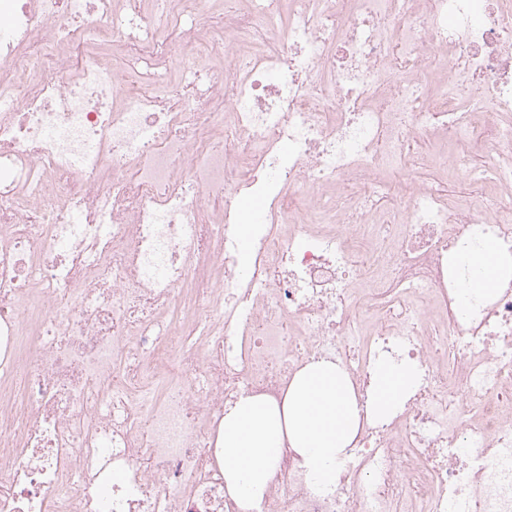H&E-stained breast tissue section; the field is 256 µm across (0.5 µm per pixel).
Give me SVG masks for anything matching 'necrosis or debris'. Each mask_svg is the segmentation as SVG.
Here are the masks:
<instances>
[{
    "label": "necrosis or debris",
    "mask_w": 512,
    "mask_h": 512,
    "mask_svg": "<svg viewBox=\"0 0 512 512\" xmlns=\"http://www.w3.org/2000/svg\"><path fill=\"white\" fill-rule=\"evenodd\" d=\"M292 3L0 0V512H239L225 408L322 359L422 377L254 512H512V0ZM480 240L476 239L456 257V264L463 273L458 281V291L461 294V300L467 306L485 301L492 294L499 280L500 258L497 247L489 239L475 246V242ZM467 268L477 269L480 276L464 282L462 277Z\"/></svg>",
    "instance_id": "necrosis-or-debris-1"
}]
</instances>
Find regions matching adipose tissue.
<instances>
[{
  "mask_svg": "<svg viewBox=\"0 0 512 512\" xmlns=\"http://www.w3.org/2000/svg\"><path fill=\"white\" fill-rule=\"evenodd\" d=\"M460 269L478 278L459 282L465 304L486 300L499 279L500 258L492 241L471 245L456 257ZM420 379L418 368L402 362L377 364L371 373L369 413L395 415ZM360 424L357 396L348 376L328 361L297 372L283 402L255 395L240 397L224 415V488L241 512H252L265 495L282 448L296 454L313 490H335L340 467Z\"/></svg>",
  "mask_w": 512,
  "mask_h": 512,
  "instance_id": "ef3b65f1",
  "label": "adipose tissue"
}]
</instances>
